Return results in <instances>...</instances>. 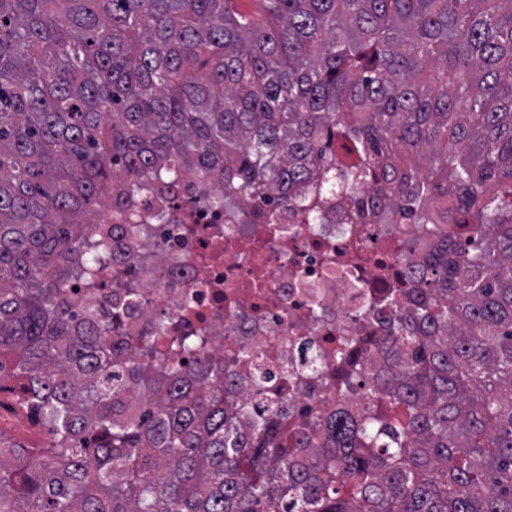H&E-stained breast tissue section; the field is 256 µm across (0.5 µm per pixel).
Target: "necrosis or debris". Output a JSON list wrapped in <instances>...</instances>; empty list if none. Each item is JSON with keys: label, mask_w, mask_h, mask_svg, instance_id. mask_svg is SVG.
<instances>
[{"label": "necrosis or debris", "mask_w": 512, "mask_h": 512, "mask_svg": "<svg viewBox=\"0 0 512 512\" xmlns=\"http://www.w3.org/2000/svg\"><path fill=\"white\" fill-rule=\"evenodd\" d=\"M142 224L140 235L114 240L115 271L124 270L126 256L140 261L143 308L130 327L145 332L165 316L177 332L221 336L224 364L243 380L254 370L241 352L262 347L270 391L296 409L292 429L303 413L336 402L337 338L360 341L371 355L400 311L371 308L370 298L418 287L420 265L437 244L414 213L378 222L367 195L358 203L329 200L311 221L284 207L234 224L225 209L189 202L171 222ZM304 346L317 365L296 375L291 361Z\"/></svg>", "instance_id": "4bbe7bcc"}]
</instances>
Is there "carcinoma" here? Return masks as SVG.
<instances>
[{
	"label": "carcinoma",
	"instance_id": "cac0c4a2",
	"mask_svg": "<svg viewBox=\"0 0 512 512\" xmlns=\"http://www.w3.org/2000/svg\"><path fill=\"white\" fill-rule=\"evenodd\" d=\"M232 2L0 0V374L49 434L0 433V512H512V0ZM202 180L372 190L439 237L308 433L220 337L68 290L102 288L103 215L133 234L137 193Z\"/></svg>",
	"mask_w": 512,
	"mask_h": 512
}]
</instances>
